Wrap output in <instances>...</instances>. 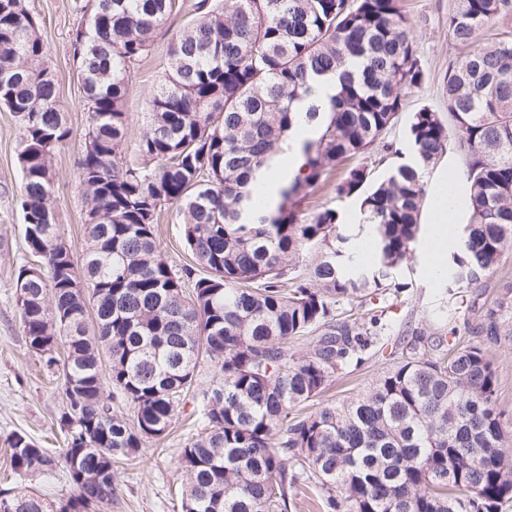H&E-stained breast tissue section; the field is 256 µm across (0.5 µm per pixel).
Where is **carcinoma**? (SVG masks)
<instances>
[{
    "mask_svg": "<svg viewBox=\"0 0 512 512\" xmlns=\"http://www.w3.org/2000/svg\"><path fill=\"white\" fill-rule=\"evenodd\" d=\"M174 7L75 0L70 47L90 115L79 158L88 245L77 260L47 218L52 158L70 136L57 80L23 0H0V105L22 128L25 240L44 262L33 281L19 266L16 298L30 348L60 367L66 434L57 457L12 433L10 467L32 476L62 463L77 491L56 502L0 488V512H95L112 501L114 459L166 435L189 394L202 427L177 456L181 512H288L305 483L320 512H501L512 501V423L491 354L512 347V278L488 304L465 290L484 287L512 244V0H454L448 36L468 53L443 78L448 117L418 108L402 148L387 135L426 80L402 0H197L149 101L140 151L158 165L121 167L129 76ZM337 70L330 111H292ZM300 121L319 133L301 142L279 206L257 212L253 183ZM373 152L408 160L376 179L354 162ZM450 152L465 161L452 194L468 215L444 270L454 314L386 354L380 336L413 287L402 271L427 203L422 175ZM338 167L336 195L356 202L373 240L366 262L336 209L299 222L301 196ZM170 204L194 261L179 270L156 243ZM343 302L372 308L341 318ZM301 339L306 349L293 350ZM382 354L365 391L321 401ZM106 377L132 419L112 411Z\"/></svg>",
    "mask_w": 512,
    "mask_h": 512,
    "instance_id": "obj_1",
    "label": "carcinoma"
}]
</instances>
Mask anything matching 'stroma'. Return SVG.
Wrapping results in <instances>:
<instances>
[{
    "instance_id": "obj_1",
    "label": "stroma",
    "mask_w": 512,
    "mask_h": 512,
    "mask_svg": "<svg viewBox=\"0 0 512 512\" xmlns=\"http://www.w3.org/2000/svg\"><path fill=\"white\" fill-rule=\"evenodd\" d=\"M193 3L194 0H176V8L166 24L167 34L157 36L148 56L131 76L124 102L130 129L118 157L120 164L137 166L144 162L139 142L147 128L148 96L168 69L169 33L183 29L196 18ZM451 3L452 0H403L413 22V36L427 79L420 91L408 97L404 112L389 133L390 140L403 142L410 114L417 108L426 105L439 111L444 107L443 77L449 62L460 57L448 37L446 25ZM25 4L38 23L44 43L43 62L56 76L59 106L71 129L67 146L53 158L51 205L64 243L78 258L86 247V201L78 162L90 118L70 43L81 16L74 9V0H25ZM21 138L17 117L0 106V478L15 492L35 488L46 498L65 500L75 493L65 468L40 476L12 474L10 451L5 443L7 436L15 431L30 435L42 447L54 451L64 447L66 440L57 424L62 407L59 372L48 368L31 350L15 303L14 279L18 267L37 260L26 247L18 204L22 173L17 155ZM324 207L337 209L344 223L357 228L358 210L354 202L337 197L331 183L307 193L299 217L302 222H309ZM432 231V225L424 226L416 258L403 272L413 288L404 302L396 306L389 332L390 341L396 342L401 350L411 341L404 333L405 322L430 328L448 315L444 275L432 271L427 250ZM156 242L172 266L179 268L191 263L183 240V215L176 207L163 208ZM195 419L193 404L182 406L164 437L148 442L136 457L116 460L112 501L98 507L97 512H180L175 460L197 429Z\"/></svg>"
}]
</instances>
